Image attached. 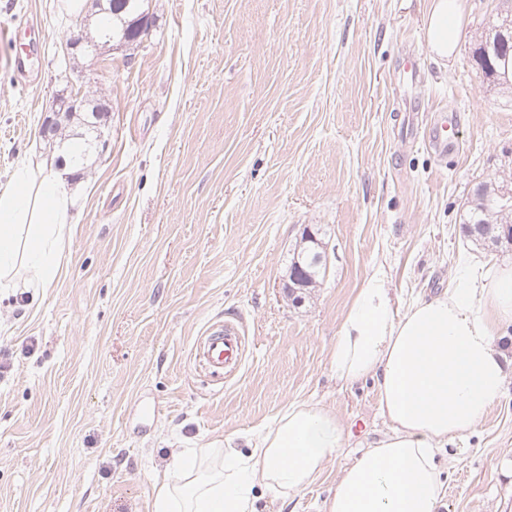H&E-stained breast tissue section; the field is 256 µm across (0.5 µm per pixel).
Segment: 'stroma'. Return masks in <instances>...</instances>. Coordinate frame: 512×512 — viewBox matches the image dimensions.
Returning <instances> with one entry per match:
<instances>
[{"mask_svg":"<svg viewBox=\"0 0 512 512\" xmlns=\"http://www.w3.org/2000/svg\"><path fill=\"white\" fill-rule=\"evenodd\" d=\"M464 4L442 61L428 0H149L140 46L72 57V19L95 0H0V190L58 158L39 134L56 99L110 109L59 278L26 299L0 285V512H149L174 454L243 444L295 400L336 413L348 444L287 506L259 507L323 512L340 469L389 431L374 381L343 386L330 365L362 281L383 269L402 311L461 268L489 279L512 261L460 229L476 185L512 168V97L472 57L495 0ZM26 54L28 82L14 70ZM448 112L458 145L440 158L424 132ZM307 227L327 273L296 301L289 259ZM227 321L246 352L214 377L196 346ZM455 445L439 512H512V377Z\"/></svg>","mask_w":512,"mask_h":512,"instance_id":"1","label":"stroma"}]
</instances>
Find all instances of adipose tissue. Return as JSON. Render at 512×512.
Returning <instances> with one entry per match:
<instances>
[{"instance_id": "1", "label": "adipose tissue", "mask_w": 512, "mask_h": 512, "mask_svg": "<svg viewBox=\"0 0 512 512\" xmlns=\"http://www.w3.org/2000/svg\"><path fill=\"white\" fill-rule=\"evenodd\" d=\"M462 0H430L424 33L441 58L455 50ZM72 193L55 168L31 186L20 169L0 191V281L25 265L29 287L60 275L55 242ZM512 332V265L487 281L471 279L397 312L384 271L357 289L331 347L345 385L374 380L390 431L345 465L324 512H438L446 495L439 456L470 432L504 393L512 366L503 341ZM349 438L329 409L288 405L247 449L202 448L175 455L150 512H259L258 488L288 501L319 477Z\"/></svg>"}]
</instances>
